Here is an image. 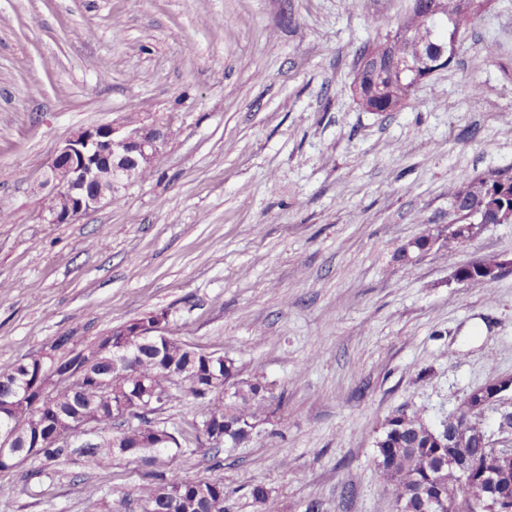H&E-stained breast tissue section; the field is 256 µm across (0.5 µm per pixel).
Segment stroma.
I'll use <instances>...</instances> for the list:
<instances>
[{"instance_id": "stroma-1", "label": "stroma", "mask_w": 512, "mask_h": 512, "mask_svg": "<svg viewBox=\"0 0 512 512\" xmlns=\"http://www.w3.org/2000/svg\"><path fill=\"white\" fill-rule=\"evenodd\" d=\"M412 0H0V371L167 311L182 341L236 361L279 407L243 448L192 443L170 469L220 480L230 512H398L376 467L387 418L432 426L512 376V269L458 284L451 192L512 169V0L462 25L447 68L393 112L353 95L371 20ZM494 55H486L485 45ZM482 92L472 95L471 84ZM172 119L153 174L68 224L44 175L79 129ZM512 258V224L458 256ZM0 470V512H128L146 466L84 458Z\"/></svg>"}]
</instances>
